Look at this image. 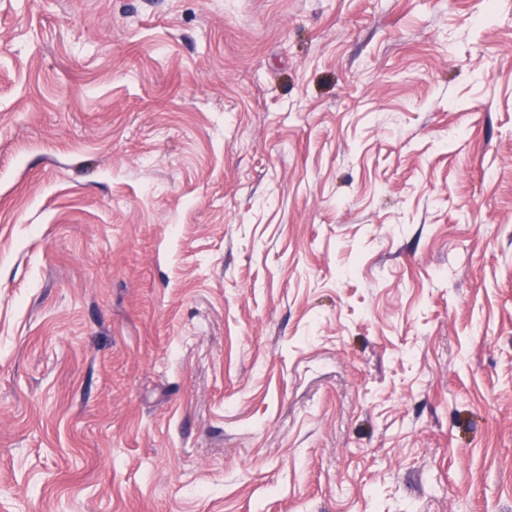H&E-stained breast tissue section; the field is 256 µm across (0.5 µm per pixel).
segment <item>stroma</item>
Instances as JSON below:
<instances>
[{"label":"stroma","instance_id":"stroma-1","mask_svg":"<svg viewBox=\"0 0 512 512\" xmlns=\"http://www.w3.org/2000/svg\"><path fill=\"white\" fill-rule=\"evenodd\" d=\"M0 512H512V0H0Z\"/></svg>","mask_w":512,"mask_h":512}]
</instances>
